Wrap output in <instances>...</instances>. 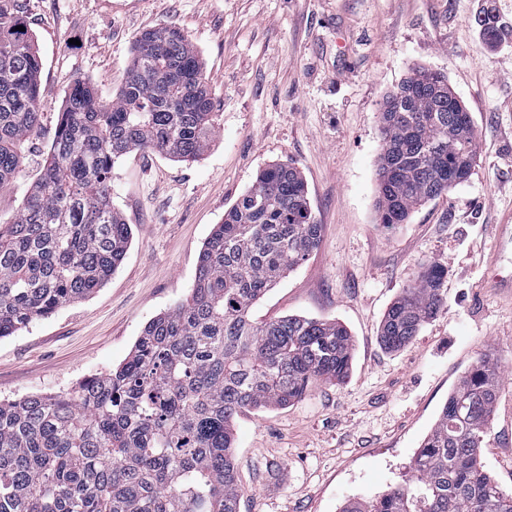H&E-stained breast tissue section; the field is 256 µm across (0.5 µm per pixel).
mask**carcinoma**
I'll return each mask as SVG.
<instances>
[{
    "instance_id": "1",
    "label": "carcinoma",
    "mask_w": 512,
    "mask_h": 512,
    "mask_svg": "<svg viewBox=\"0 0 512 512\" xmlns=\"http://www.w3.org/2000/svg\"><path fill=\"white\" fill-rule=\"evenodd\" d=\"M484 36L500 39L493 15ZM0 12V184L20 173L23 143L44 111L41 58L30 30ZM416 67L380 113L376 207L402 224L469 176L479 136L446 76ZM217 133L200 56L182 31L156 27L132 45L115 97L74 80L54 140L13 221L0 226V337L82 300L124 258L131 229L112 205V168L153 151L197 161ZM300 171L275 163L224 212L199 255L188 298L144 327L117 368L73 395L0 401V512H239V414L340 384L354 341L334 320H252V307L318 247ZM445 268L428 265L387 310L380 339L410 343L447 306ZM489 355L449 393L414 456L411 476L341 512H512L480 463L498 398Z\"/></svg>"
}]
</instances>
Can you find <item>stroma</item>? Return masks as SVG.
Segmentation results:
<instances>
[{
	"label": "stroma",
	"mask_w": 512,
	"mask_h": 512,
	"mask_svg": "<svg viewBox=\"0 0 512 512\" xmlns=\"http://www.w3.org/2000/svg\"><path fill=\"white\" fill-rule=\"evenodd\" d=\"M33 32L41 57L39 131L22 173L0 187L10 223L51 146L72 82L115 95L134 38L152 27L189 36L219 123L207 153L178 162L131 154L112 171V202L131 227L126 255L91 296L0 338V400L75 392L124 361L146 324L186 299L215 224L273 163L305 180L318 248L253 307L336 320L355 341L352 372L293 404L234 422L240 512H340L403 484L449 392L484 354L500 396L486 470L512 491V0H139L100 14L96 0H0ZM492 12L503 37L477 23ZM443 73L479 135L466 181L403 224L379 222V112L413 67ZM443 264L447 310L406 347L379 341L383 316L423 267Z\"/></svg>",
	"instance_id": "1"
}]
</instances>
